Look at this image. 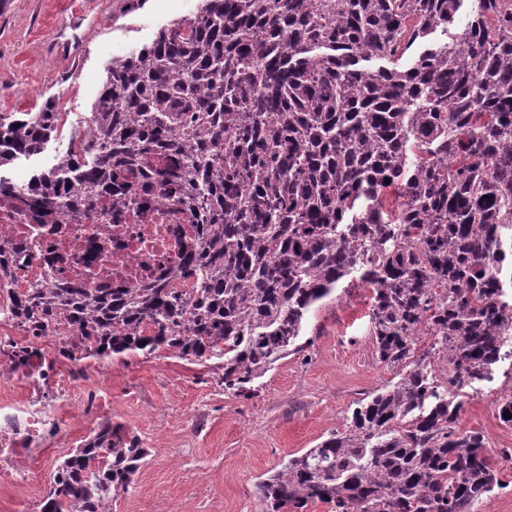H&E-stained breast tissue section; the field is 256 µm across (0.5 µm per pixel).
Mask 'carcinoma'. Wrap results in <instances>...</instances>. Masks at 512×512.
<instances>
[{"instance_id":"carcinoma-1","label":"carcinoma","mask_w":512,"mask_h":512,"mask_svg":"<svg viewBox=\"0 0 512 512\" xmlns=\"http://www.w3.org/2000/svg\"><path fill=\"white\" fill-rule=\"evenodd\" d=\"M463 2L202 0L108 65L79 148L24 186L1 172L42 153L59 113L0 112V197L34 223L155 186L198 234L185 293L33 286L13 291L12 316L35 336L76 330L66 358L217 359L224 391L248 398L356 274L398 380L265 474L266 512H474L505 487L486 437L460 430L456 397L491 378L512 328V0H476L460 33L434 40ZM390 186L395 213L381 204ZM26 257L0 251V270ZM147 456L103 419L57 466L41 512H112Z\"/></svg>"}]
</instances>
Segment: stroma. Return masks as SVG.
Returning <instances> with one entry per match:
<instances>
[{
  "label": "stroma",
  "mask_w": 512,
  "mask_h": 512,
  "mask_svg": "<svg viewBox=\"0 0 512 512\" xmlns=\"http://www.w3.org/2000/svg\"><path fill=\"white\" fill-rule=\"evenodd\" d=\"M200 0H5L0 5V112H36L55 99L68 117L44 152L20 158L11 178L52 165L63 154L74 124L87 123L106 81V66L150 43L170 21L194 15ZM78 41L79 56L58 51ZM371 288L342 284L312 307L305 352L275 363L260 378L257 397L226 394L212 365L190 363L169 352L88 361L95 388L112 396V420L138 437L150 455L112 512H265L257 483L288 456L301 454L340 428L356 400L393 380L370 336ZM512 379L497 374L480 389H466L459 426L482 431L487 451L512 444V426L498 419L500 398ZM83 423L29 464V484L17 490L0 476V512L24 494L42 500L59 460L99 423Z\"/></svg>",
  "instance_id": "obj_1"
}]
</instances>
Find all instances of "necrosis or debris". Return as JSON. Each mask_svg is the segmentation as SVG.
Wrapping results in <instances>:
<instances>
[{
    "label": "necrosis or debris",
    "instance_id": "1",
    "mask_svg": "<svg viewBox=\"0 0 512 512\" xmlns=\"http://www.w3.org/2000/svg\"><path fill=\"white\" fill-rule=\"evenodd\" d=\"M189 229V217L158 192L137 197L135 203H104L96 212L70 224H34L22 212L0 210V247L26 241L31 248L29 267L15 270V283L29 287L35 276L49 274L57 280L80 279L92 286L108 284L132 288L144 279H174L182 267L183 252L167 238L150 239L158 225ZM75 332L58 328L45 335H23L18 346L33 350L36 366L25 378L26 391L14 401L0 400V470L27 482L26 459L47 447L65 427L69 415L87 406L111 411L112 400L95 392L90 405H70L74 385L85 374L82 364L61 359L60 344L77 343Z\"/></svg>",
    "mask_w": 512,
    "mask_h": 512
}]
</instances>
